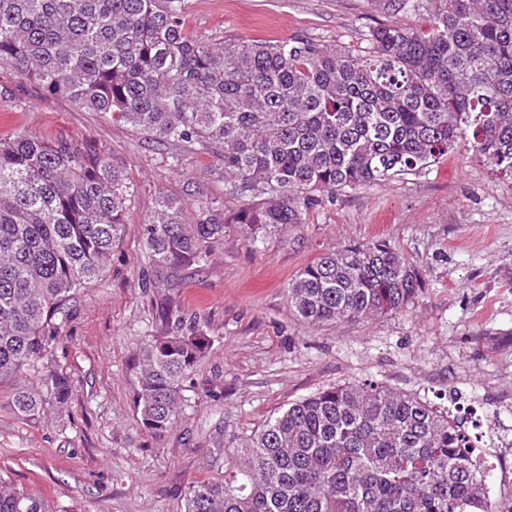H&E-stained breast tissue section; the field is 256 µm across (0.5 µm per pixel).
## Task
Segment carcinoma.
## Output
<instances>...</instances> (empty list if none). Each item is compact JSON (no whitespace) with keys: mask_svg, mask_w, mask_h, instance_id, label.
<instances>
[{"mask_svg":"<svg viewBox=\"0 0 512 512\" xmlns=\"http://www.w3.org/2000/svg\"><path fill=\"white\" fill-rule=\"evenodd\" d=\"M428 24L369 29L372 57L293 36L227 43L184 30L182 0H0V64L50 95L100 112L182 152L222 164L248 193L226 214L160 196L143 225L157 273L201 268L235 225L255 246L334 195L437 163L469 139L478 161L512 175V0H392ZM134 194L94 146L19 133L0 139V381L38 419L63 409L70 379L45 363L69 296L95 285ZM418 267L390 241L325 254L287 285L320 327L405 312ZM197 325L138 353L142 426L171 431L183 382L210 353ZM222 479L191 483L185 512H512L486 483L475 437L403 391L348 382L296 400L236 436ZM0 512H48L0 481Z\"/></svg>","mask_w":512,"mask_h":512,"instance_id":"1","label":"carcinoma"}]
</instances>
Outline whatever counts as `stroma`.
I'll return each mask as SVG.
<instances>
[{"instance_id":"obj_1","label":"stroma","mask_w":512,"mask_h":512,"mask_svg":"<svg viewBox=\"0 0 512 512\" xmlns=\"http://www.w3.org/2000/svg\"><path fill=\"white\" fill-rule=\"evenodd\" d=\"M388 0H183L189 35L226 41L307 36L369 52L370 28L425 26V13H392ZM26 132L94 145L136 188L106 275L75 292L48 361L69 376L67 409L17 418L11 384L0 385V479L44 499L49 512H184L196 480L223 477L217 444L256 430L289 402L354 380L428 400L467 422L491 423L481 447L494 495H512V177L478 165L468 141L416 174L345 190L304 223L251 246L226 232L207 266L142 292L150 268L142 226L158 194L208 198L233 212L221 166L170 150L125 124L52 96L0 66V139ZM385 238L421 270L411 308L368 322L313 327L288 304L289 281L318 257ZM195 316L214 339L185 383L173 429L144 430L135 408L137 352Z\"/></svg>"}]
</instances>
